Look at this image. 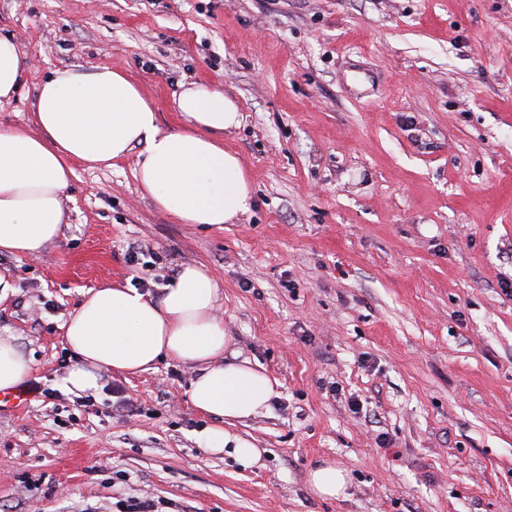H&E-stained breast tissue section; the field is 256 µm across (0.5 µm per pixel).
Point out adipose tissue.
<instances>
[{"label": "adipose tissue", "mask_w": 512, "mask_h": 512, "mask_svg": "<svg viewBox=\"0 0 512 512\" xmlns=\"http://www.w3.org/2000/svg\"><path fill=\"white\" fill-rule=\"evenodd\" d=\"M33 65L0 35V102L11 100ZM173 106L185 121L164 131L143 91L124 71L73 64L51 71L32 102L33 128L0 129V253L39 257L63 233L64 195L74 164L112 166L134 146V176L159 211L182 224H230L252 211L255 197L241 158L224 147L238 127V104L213 85H183ZM220 287L203 267L187 265L159 298L106 282L89 289L62 325L75 363L62 380L74 396L96 394L100 374L131 376L169 359L192 370L191 404L218 418L205 430L211 453L244 467L261 450L232 425L268 410L277 384L249 360H225L229 339L216 312ZM32 358L13 335L0 336V392L21 386Z\"/></svg>", "instance_id": "obj_1"}]
</instances>
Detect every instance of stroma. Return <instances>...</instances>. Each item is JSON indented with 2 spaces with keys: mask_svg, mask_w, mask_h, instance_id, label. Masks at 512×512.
Masks as SVG:
<instances>
[{
  "mask_svg": "<svg viewBox=\"0 0 512 512\" xmlns=\"http://www.w3.org/2000/svg\"><path fill=\"white\" fill-rule=\"evenodd\" d=\"M0 34L35 59L1 128L33 126L66 65L125 71L166 131L182 85L210 83L257 201L178 223L142 197L136 147L75 165L40 257L0 254V333L34 361L0 408V512H512V0H0ZM194 263L230 352L279 383L237 428L250 468L205 448L182 364L102 372L88 409L61 386L89 289L156 298ZM326 460L342 498L307 484Z\"/></svg>",
  "mask_w": 512,
  "mask_h": 512,
  "instance_id": "obj_1",
  "label": "stroma"
}]
</instances>
